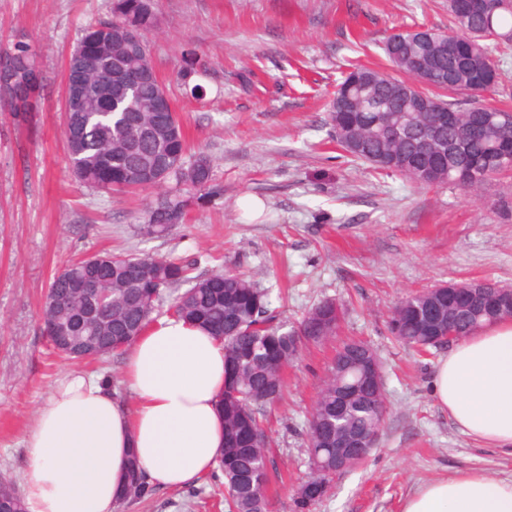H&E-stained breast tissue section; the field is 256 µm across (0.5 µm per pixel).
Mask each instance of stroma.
Returning a JSON list of instances; mask_svg holds the SVG:
<instances>
[{
  "mask_svg": "<svg viewBox=\"0 0 512 512\" xmlns=\"http://www.w3.org/2000/svg\"><path fill=\"white\" fill-rule=\"evenodd\" d=\"M112 0H0V44L23 39L46 81L36 112L0 111V474L22 484V435L68 362L40 327L49 286L70 261L104 251L196 261L248 275L290 327L324 299L342 304L336 336L307 346L270 415L271 512H295L308 472L302 431L337 347L367 341L383 368L387 414L366 458L311 512H403L426 483L480 472L512 477V450L463 434L432 392L447 347L419 352L388 325L409 294L472 279L512 288V175L479 191L418 187L337 148L327 113L352 65L388 70L383 46L412 25L447 28L448 0H158L153 63L190 153L214 161L221 199L168 236L141 233L156 190L112 198L75 182L64 146V73ZM210 69L176 79L186 51ZM263 203L247 212L245 198ZM207 477L155 490L122 512H221Z\"/></svg>",
  "mask_w": 512,
  "mask_h": 512,
  "instance_id": "obj_1",
  "label": "stroma"
}]
</instances>
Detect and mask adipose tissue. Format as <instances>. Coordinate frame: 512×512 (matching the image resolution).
<instances>
[{"label":"adipose tissue","mask_w":512,"mask_h":512,"mask_svg":"<svg viewBox=\"0 0 512 512\" xmlns=\"http://www.w3.org/2000/svg\"><path fill=\"white\" fill-rule=\"evenodd\" d=\"M225 378L223 342L173 317L127 347L128 399L98 376L63 372L23 434L26 512H113L133 459L160 489L205 477L224 450ZM432 386L462 433L512 447V319L457 341ZM403 512H512V479L473 472L437 480Z\"/></svg>","instance_id":"obj_1"}]
</instances>
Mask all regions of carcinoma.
Wrapping results in <instances>:
<instances>
[{
	"label": "carcinoma",
	"mask_w": 512,
	"mask_h": 512,
	"mask_svg": "<svg viewBox=\"0 0 512 512\" xmlns=\"http://www.w3.org/2000/svg\"><path fill=\"white\" fill-rule=\"evenodd\" d=\"M157 0H112V16L90 24L84 36L103 43L105 53L88 58L73 52L69 69L84 72L89 84L107 74L112 87L84 97L65 113V150L72 176L106 195L129 193L165 183L177 190L150 205L141 230L160 237L186 222L190 206L222 192L214 179V162L187 156L186 139L177 117L151 112L161 91L153 74L132 84L127 96L107 109L111 88L124 83L130 69L149 67V32L156 21ZM448 31L425 29L430 40H418L415 28L388 38L384 52L394 77L356 66L339 83L331 104L333 140L349 155L375 169L395 173L431 187L442 184L471 190L486 179L512 172V122L509 110L474 102L456 106L439 90L466 96L496 84L495 54L512 49V0H481L473 12H462L448 0ZM207 61L187 54L177 79L184 85ZM27 76L19 94L0 98V108L17 111L29 97L32 82L43 76L30 45L19 40L0 47V81L9 74ZM466 142L469 158L448 157V142ZM103 259H80L53 278L42 311L48 336L62 330L71 336H95L102 359L125 349L154 321L157 306L169 301L170 315L207 330L224 341L227 362L237 374L224 385V451L217 468L224 475L225 512H268L269 441L262 421L281 397L284 372L303 347L334 335L341 310L323 300L297 325L286 330L270 324L268 292L241 274L190 275L191 268L163 256L101 253ZM92 282L99 305L91 326H80L87 292L75 284ZM512 319V290L491 281L456 288H433L400 301L391 316V333L401 343L434 348L446 332L458 341L479 328ZM380 364L362 341L344 343L323 380L306 433L309 487L296 491L300 508L322 500L336 476V455L352 467L360 453L349 448L356 438L381 429L386 414L384 386L373 376ZM137 460L130 461L121 502L152 495ZM21 503L12 479L0 475V507Z\"/></svg>",
	"instance_id": "obj_1"
}]
</instances>
